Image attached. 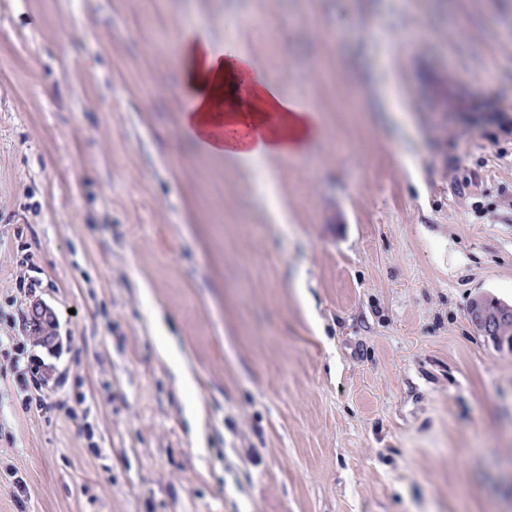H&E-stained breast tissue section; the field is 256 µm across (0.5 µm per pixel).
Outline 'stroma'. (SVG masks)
<instances>
[{"label":"stroma","mask_w":512,"mask_h":512,"mask_svg":"<svg viewBox=\"0 0 512 512\" xmlns=\"http://www.w3.org/2000/svg\"><path fill=\"white\" fill-rule=\"evenodd\" d=\"M198 25L309 157L182 139ZM505 123L512 0H0V512H512ZM483 296H478L474 303V308L472 310H475L477 306V300L482 298ZM474 314L478 316V322L480 323L481 330L485 336L490 337L492 340L496 337L494 336V333L502 322L498 331L497 336H499V341L504 345L506 344L510 350H512V321H507L508 317L506 314L510 316L511 314V320H512V310L511 307L508 306L505 313H497L495 316L488 317L487 315H484L483 313L479 311H474Z\"/></svg>","instance_id":"obj_1"}]
</instances>
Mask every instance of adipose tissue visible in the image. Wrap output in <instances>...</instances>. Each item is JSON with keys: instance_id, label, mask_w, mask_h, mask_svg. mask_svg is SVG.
<instances>
[{"instance_id": "adipose-tissue-1", "label": "adipose tissue", "mask_w": 512, "mask_h": 512, "mask_svg": "<svg viewBox=\"0 0 512 512\" xmlns=\"http://www.w3.org/2000/svg\"><path fill=\"white\" fill-rule=\"evenodd\" d=\"M180 133L211 156L248 162L309 153L323 136L311 109L288 96L251 55L216 47L204 28L178 47Z\"/></svg>"}]
</instances>
